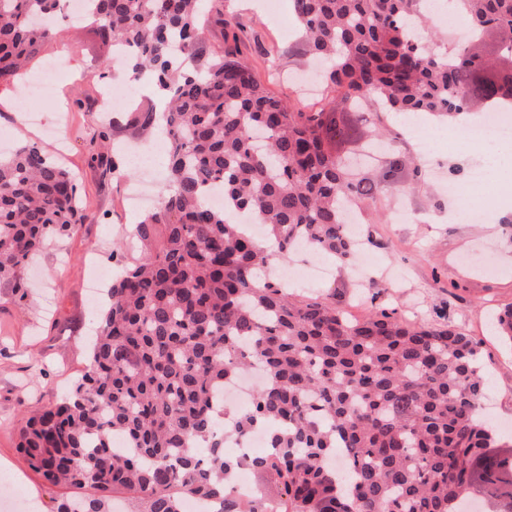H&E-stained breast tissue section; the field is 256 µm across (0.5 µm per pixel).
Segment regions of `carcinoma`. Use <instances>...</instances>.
<instances>
[{
  "label": "carcinoma",
  "mask_w": 512,
  "mask_h": 512,
  "mask_svg": "<svg viewBox=\"0 0 512 512\" xmlns=\"http://www.w3.org/2000/svg\"><path fill=\"white\" fill-rule=\"evenodd\" d=\"M68 0H0V94L11 90L55 39ZM84 23L104 57L159 101L112 117L107 131H168L169 179L132 236L138 253L109 289L85 373L38 410L20 436L30 464L54 485L91 493L61 497L54 512H111L126 495L136 512H182L187 498L217 512H463L471 464L511 448L482 418L485 379L478 342L449 325L399 315L384 304L349 317L334 294L297 293L266 274L299 241L345 264L358 245L343 215L413 164L354 174L336 152L343 116L364 100L397 116L455 122L473 104L512 110V0H450L472 29L450 50L423 42L424 0H293L307 55L331 62L332 97L298 109L272 94L242 58L239 16L224 0H91ZM224 46L207 37L208 22ZM501 40L502 59L482 51ZM123 155L98 152L101 176ZM224 189V208L207 202ZM245 212L266 237L245 233ZM89 220L76 179L35 142L0 156V284L15 291L42 249ZM512 343V305L496 315ZM263 371L234 432L266 429L262 454H224L225 382ZM343 449L349 478L330 462ZM259 485L233 496L240 469ZM275 487L279 498L266 490ZM487 493L512 512V452L485 476Z\"/></svg>",
  "instance_id": "1"
}]
</instances>
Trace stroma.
Here are the masks:
<instances>
[{"label":"stroma","mask_w":512,"mask_h":512,"mask_svg":"<svg viewBox=\"0 0 512 512\" xmlns=\"http://www.w3.org/2000/svg\"><path fill=\"white\" fill-rule=\"evenodd\" d=\"M224 5L246 24L242 50L262 83L293 104L312 103L299 82L318 66L301 51L292 0H281L275 17L264 0H224ZM46 52L63 61L64 75L56 98L41 107V126L28 123L31 104L18 88L0 96V134L17 145L38 140L50 150L48 132L59 130L69 142L66 164L78 176L80 203L91 220L30 264L26 298L0 287V478L11 487L0 495V512H52L55 498L66 492L30 465L18 446L19 432L33 411L54 402L84 371L96 311L105 305L108 290L103 284L90 292V264H124L117 248L141 217L127 204L132 169L104 180L89 163L102 68L91 35L83 29L63 31ZM440 125L437 119L423 120L419 133H403L382 147L374 163L380 169L392 154L416 156L426 164L430 189L408 192L413 175L401 173L395 189L379 195L367 210L361 230L374 241L367 279L335 262L317 287L335 293L357 317L367 312L377 291L401 315L474 336L485 368L486 417L512 421V347L493 329L495 314L512 303V240L496 223L449 222L450 171L468 172L483 158L448 149Z\"/></svg>","instance_id":"1"}]
</instances>
